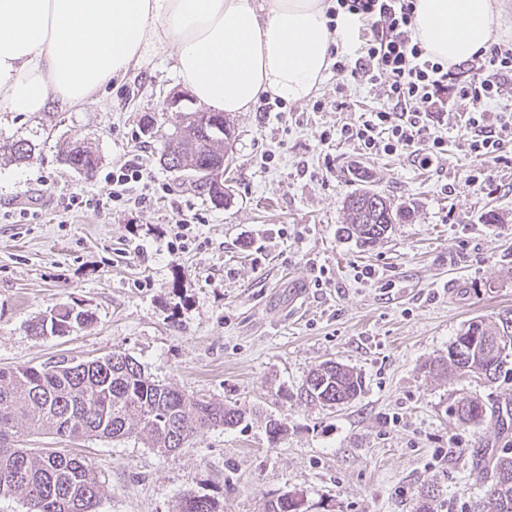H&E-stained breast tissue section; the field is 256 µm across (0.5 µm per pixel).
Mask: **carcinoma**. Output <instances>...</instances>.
Segmentation results:
<instances>
[{"label": "carcinoma", "mask_w": 512, "mask_h": 512, "mask_svg": "<svg viewBox=\"0 0 512 512\" xmlns=\"http://www.w3.org/2000/svg\"><path fill=\"white\" fill-rule=\"evenodd\" d=\"M221 116L202 113L186 125L194 131L193 138L182 139L177 151L160 154L165 168L192 171L194 187L212 203L224 201L210 175L224 166L226 142L231 139L226 128L211 122ZM34 152L35 145L24 139L0 143V155L14 161H28ZM63 161L89 175L101 158L75 145L64 151ZM343 209L347 223L339 232L363 247L376 244L392 225L410 217L408 209L371 190L347 194ZM87 319L84 312L63 306L50 310L32 324V330L39 335L64 334ZM461 331L478 340L454 338L443 369L479 374L491 383L512 380V310L499 314L496 321L472 320ZM303 391L323 404H347L362 391V378L343 365L326 362L309 374ZM450 412L464 427L477 428L490 420L503 428L512 421V398L501 402L466 397ZM245 416L242 409L195 399L153 380L139 362L119 352L78 364L60 360L39 368H0V499L18 498L26 512H96L104 494V482L88 458L64 449L15 447L14 439L25 434L50 428L70 440H119L137 427L150 447L171 454L209 429L239 426ZM475 469L485 484L478 512H512V455L481 457ZM178 512L223 509L215 498L187 491L179 498ZM263 512H297V502L283 493L266 501Z\"/></svg>", "instance_id": "cac0c4a2"}]
</instances>
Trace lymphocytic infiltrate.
I'll use <instances>...</instances> for the list:
<instances>
[{"instance_id": "1", "label": "lymphocytic infiltrate", "mask_w": 512, "mask_h": 512, "mask_svg": "<svg viewBox=\"0 0 512 512\" xmlns=\"http://www.w3.org/2000/svg\"><path fill=\"white\" fill-rule=\"evenodd\" d=\"M328 28L338 18L355 17L368 26L355 55L334 62L345 81L383 87L380 108L362 113L358 122L341 126L338 134L362 154L399 151L416 154L430 165L444 140L432 127L462 128L470 154L480 160L499 159L512 143V47L498 44L464 62L447 67L434 61L412 36V0H336L326 13ZM465 101L469 111L452 112L449 101ZM144 178L141 166L127 162L110 171L111 189L96 207L128 202Z\"/></svg>"}]
</instances>
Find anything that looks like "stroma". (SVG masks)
<instances>
[{"mask_svg": "<svg viewBox=\"0 0 512 512\" xmlns=\"http://www.w3.org/2000/svg\"><path fill=\"white\" fill-rule=\"evenodd\" d=\"M327 70L314 100L280 119L239 112L223 205L186 173L159 163L182 89L170 53L153 56L99 91L81 111L0 112V140L27 139L32 160L0 157V368L125 353L160 383L247 411L233 429L206 431L164 455L140 435L66 440L45 431L27 448H64L92 461L105 483L97 512H177L189 490L224 512H262L284 492L307 512H474L483 486L475 454L512 446L493 423L462 427L461 397H505L512 381L434 375L461 326L512 310V148L479 189L476 163L455 130L437 127L447 151L425 168L408 153L362 157L323 130L381 106L379 88L349 87L336 111ZM81 144L102 158L89 175L62 159ZM128 161L145 173L134 201L89 206L106 174ZM368 188L411 207L413 220L363 248L338 236L342 201ZM86 198L83 206L72 196ZM36 211L22 223L19 208ZM195 218L190 230L179 221ZM374 269L378 284L359 280ZM329 281L315 287L320 271ZM58 304L85 311L63 335L33 333ZM335 361L361 375L356 400L325 406L301 397L311 370ZM285 422L270 442L269 419Z\"/></svg>", "mask_w": 512, "mask_h": 512, "instance_id": "stroma-1", "label": "stroma"}]
</instances>
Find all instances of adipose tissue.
<instances>
[{
	"label": "adipose tissue",
	"mask_w": 512,
	"mask_h": 512,
	"mask_svg": "<svg viewBox=\"0 0 512 512\" xmlns=\"http://www.w3.org/2000/svg\"><path fill=\"white\" fill-rule=\"evenodd\" d=\"M326 0H0V107L77 109L114 76L174 49L180 79L212 110L250 111L319 89L330 50ZM499 0H414L413 35L434 60L458 64L495 43Z\"/></svg>",
	"instance_id": "ef3b65f1"
}]
</instances>
